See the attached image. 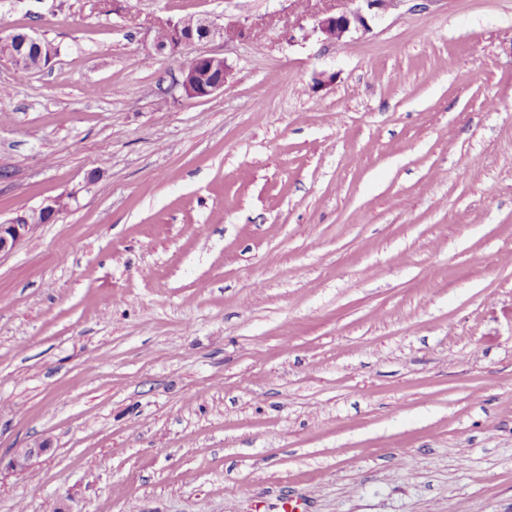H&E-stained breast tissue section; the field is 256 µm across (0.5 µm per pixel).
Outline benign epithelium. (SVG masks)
I'll return each instance as SVG.
<instances>
[{
  "instance_id": "1",
  "label": "benign epithelium",
  "mask_w": 512,
  "mask_h": 512,
  "mask_svg": "<svg viewBox=\"0 0 512 512\" xmlns=\"http://www.w3.org/2000/svg\"><path fill=\"white\" fill-rule=\"evenodd\" d=\"M398 0H332L323 8H314L311 16V30L300 28L302 39L314 36L317 41L327 44L340 42L353 33L370 30L368 18L388 12ZM166 31L162 40L155 36V31ZM151 50L155 55L174 57L183 50L198 42L212 41L217 38L224 43L243 41L250 37L251 30L240 21H229L218 25L206 17L198 18L194 28L186 29L172 20H158L153 23ZM8 37L16 38L18 54L14 65L25 68V60L29 47L43 59H50L54 48L40 39L27 33L18 35L9 33ZM232 69L225 57L210 52H204L191 59L181 68V78L176 87L181 94L189 99L207 98L224 89ZM67 208L64 198L57 197L44 202L40 207L20 209L16 215L5 222H0V254L13 251L34 230L42 225L53 222ZM48 444L39 442L29 448H21L11 456L7 469L12 472H22L29 468L31 461L47 451Z\"/></svg>"
}]
</instances>
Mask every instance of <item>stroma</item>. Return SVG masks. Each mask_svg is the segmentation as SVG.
<instances>
[{
  "label": "stroma",
  "instance_id": "35a3bbf8",
  "mask_svg": "<svg viewBox=\"0 0 512 512\" xmlns=\"http://www.w3.org/2000/svg\"><path fill=\"white\" fill-rule=\"evenodd\" d=\"M304 6L0 0L57 50L0 59V221L71 197L0 255V512H512V0ZM190 15L253 35L144 64ZM399 0H336L323 8L314 7L311 13L313 26L310 32L304 27L302 39L316 36L317 41L327 44L340 42L353 33L368 32V17L388 12ZM231 73L224 56L204 52L181 68V78L177 80L176 87L189 99L207 98L224 89ZM48 444L39 442L29 448H20L11 456L7 469L12 472H22L29 468L35 457L43 455L47 451Z\"/></svg>",
  "mask_w": 512,
  "mask_h": 512
}]
</instances>
